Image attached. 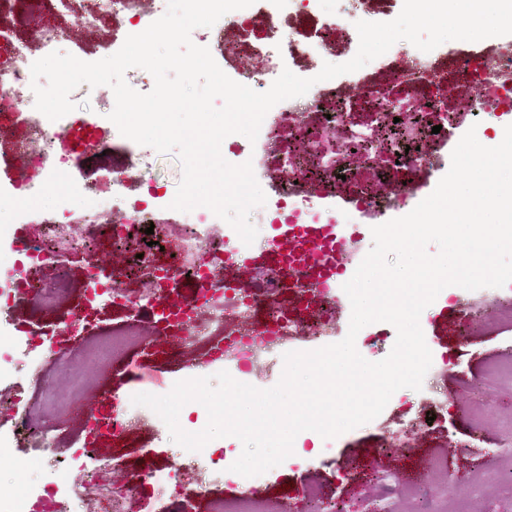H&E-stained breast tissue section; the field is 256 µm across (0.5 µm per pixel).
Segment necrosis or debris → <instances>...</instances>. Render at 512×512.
I'll return each mask as SVG.
<instances>
[{"mask_svg": "<svg viewBox=\"0 0 512 512\" xmlns=\"http://www.w3.org/2000/svg\"><path fill=\"white\" fill-rule=\"evenodd\" d=\"M404 0H255L230 12L213 27L195 28L193 42L223 59L225 73L258 92L266 91L283 69L315 77L324 62L343 63L356 53L345 31L356 21L387 22L402 10ZM167 0H0V137L13 140V152L26 166L23 179L0 181V194L17 198L8 220H0V381L23 372L40 380L42 361L30 355L17 365L15 352L23 339L9 331L16 295L25 293L33 275L46 264L85 249L76 235L82 224L98 217L110 222L112 241L125 238L127 227L153 224L156 236L177 229L176 256L162 263L155 247L138 243L132 268L147 271L134 289L117 287L102 265L82 271L80 302L61 322L62 332L92 312L112 305L136 308L147 300L160 333L207 347L227 371L246 370L256 361L253 343L263 334L269 348L280 350L294 336L329 342L331 323L312 324L314 307L336 305V279L308 281L270 267L265 285L255 287L229 277L226 262L242 254L236 231L209 209L189 212L168 209L167 198L155 194L132 168L110 165L92 181L78 183L69 175L76 159L97 155L103 144L91 116L75 110L59 120L47 119L35 107L32 63L54 51L76 53L69 26L79 17L86 29L108 26L112 47L120 49L128 35L143 32L161 17ZM358 92L348 95L347 75L317 81L301 97L282 101L266 114L256 142L222 143L232 164L252 162L258 182L266 186L267 202L254 209L256 224H290L302 236L307 224H347L360 241L371 238L372 226L407 214L430 195L450 167L451 152L468 129L480 143L498 145L512 124V41L490 37L453 41L425 53L411 43L396 42L385 54L359 71ZM390 100L378 112L377 99ZM440 133H433V126ZM72 144L70 153L56 150ZM368 148L359 170H352L355 150ZM277 180H269L270 168ZM38 216V236L24 238L23 224ZM193 285L190 296H176L172 283ZM198 468V488L210 497L213 512H266L254 498L253 478L232 472L225 459L201 464L198 453L183 455ZM158 493L148 512H170L179 489L175 475L147 470L112 490V512H126L142 482ZM59 496L54 485L33 480L0 488V512H40L41 503Z\"/></svg>", "mask_w": 512, "mask_h": 512, "instance_id": "1", "label": "necrosis or debris"}]
</instances>
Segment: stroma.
Masks as SVG:
<instances>
[{
	"label": "stroma",
	"mask_w": 512,
	"mask_h": 512,
	"mask_svg": "<svg viewBox=\"0 0 512 512\" xmlns=\"http://www.w3.org/2000/svg\"><path fill=\"white\" fill-rule=\"evenodd\" d=\"M115 162L137 166L141 178L162 181L172 192L181 180L177 153L143 161L119 140L108 142L104 154L83 161L73 177L85 180L97 166ZM40 304L34 293L18 302L10 330L36 344L43 379L36 385L20 378L0 387L1 401L38 414L50 394L66 392L71 383L69 370L43 347L45 335H54L59 348L75 352L81 347L74 336L58 335ZM420 326L433 362L421 390L406 388L391 396L383 424L368 423L321 441L301 460L273 467L258 495L279 512H313L320 500L336 505L338 512H363L368 503L384 497L391 512H431L434 494L444 486L446 512H512V446H503L497 423L500 414L512 411V390L485 386L475 391L470 386L485 364L512 358V319H499L496 328L485 329L473 319L466 300L450 299L425 308ZM135 358L130 350L123 358L101 362L86 375L82 393L48 420L57 447L95 449L87 467L67 466L50 449L19 435L13 445L21 469L13 480L29 476L80 485L86 468L120 457L124 465L109 472L111 483L120 485L132 474L162 468L176 474L187 493L186 500H175L174 512H208L207 500L195 492L197 473L184 464L178 444L163 438L156 414L133 405L131 398L166 394L177 381L215 375L222 364L174 339L154 358L152 372L134 367ZM116 414L132 420L124 439L92 428L91 416L108 422ZM432 454L447 457L446 471L429 465Z\"/></svg>",
	"instance_id": "stroma-1"
}]
</instances>
